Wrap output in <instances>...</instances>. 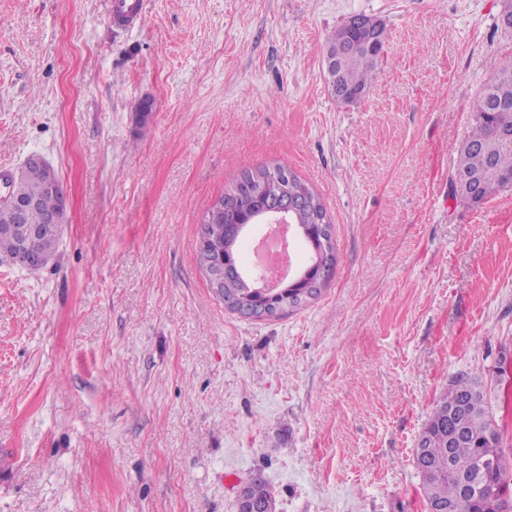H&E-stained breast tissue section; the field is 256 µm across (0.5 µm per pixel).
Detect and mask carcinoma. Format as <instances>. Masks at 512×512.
<instances>
[{"label": "carcinoma", "mask_w": 512, "mask_h": 512, "mask_svg": "<svg viewBox=\"0 0 512 512\" xmlns=\"http://www.w3.org/2000/svg\"><path fill=\"white\" fill-rule=\"evenodd\" d=\"M382 55L360 48L336 64L327 79L331 95L338 100H361L367 93ZM512 113V58L501 63L482 87L473 104V127L459 149L455 172L476 176L480 188L478 201L471 200L456 184L453 195L471 206L483 204L512 181V142L491 138L492 126L499 120L500 106ZM62 188L58 180L37 164L27 166L20 177L17 194L34 202L25 216L26 224H42L47 214L58 209ZM308 195L312 207L302 210L297 222L330 224L320 197L295 172L281 165L260 164L245 170L228 188L224 197H232L237 209L232 219L245 224L237 233L227 224H204L198 237L207 239L206 250L213 264L224 267V296L244 301L260 296L258 280L246 271L240 260V239L246 228L262 223L255 216L268 201L282 193ZM19 225L13 207L0 204V253H11L16 243L5 231ZM59 236L43 234L32 241V249L42 261L28 267L38 271L55 256ZM324 276L319 286L307 290L301 299L286 302L293 309L319 296L336 272V243L328 237L324 248ZM423 456L415 459L422 491L430 506L443 504L451 512H503L509 505L512 476L503 462V434L493 415L481 377L460 374L448 384L434 406L419 435ZM249 497L263 509L276 512L273 488L261 477L247 486Z\"/></svg>", "instance_id": "cac0c4a2"}]
</instances>
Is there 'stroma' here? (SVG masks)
<instances>
[{"instance_id": "obj_1", "label": "stroma", "mask_w": 512, "mask_h": 512, "mask_svg": "<svg viewBox=\"0 0 512 512\" xmlns=\"http://www.w3.org/2000/svg\"><path fill=\"white\" fill-rule=\"evenodd\" d=\"M501 8L146 0L124 30L103 0H0V172L41 155L69 201L45 268L0 265V512H237L257 474L277 512H426L414 448L463 373L512 472V186L450 193L512 56ZM359 13L388 38L342 104L323 56ZM261 163L320 196L337 263L257 319L225 310L195 243Z\"/></svg>"}]
</instances>
